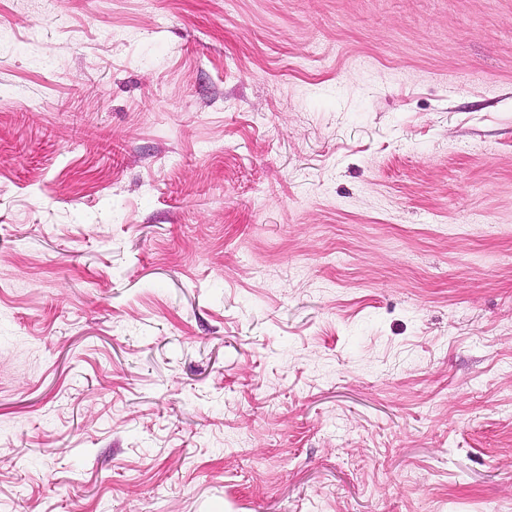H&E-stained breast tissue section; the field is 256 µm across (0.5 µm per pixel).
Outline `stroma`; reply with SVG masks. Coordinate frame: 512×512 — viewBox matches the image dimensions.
Segmentation results:
<instances>
[{
    "mask_svg": "<svg viewBox=\"0 0 512 512\" xmlns=\"http://www.w3.org/2000/svg\"><path fill=\"white\" fill-rule=\"evenodd\" d=\"M0 512H512V0H0Z\"/></svg>",
    "mask_w": 512,
    "mask_h": 512,
    "instance_id": "stroma-1",
    "label": "stroma"
}]
</instances>
